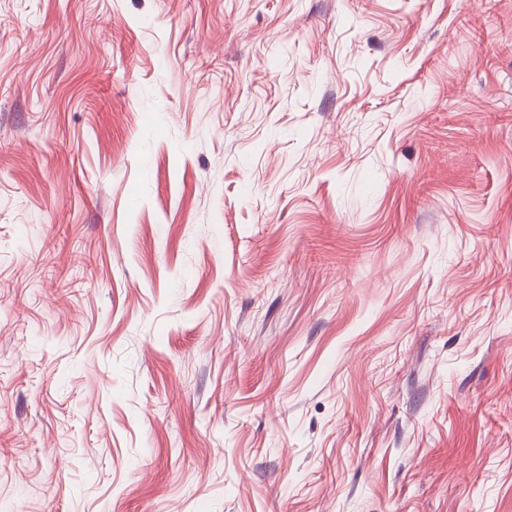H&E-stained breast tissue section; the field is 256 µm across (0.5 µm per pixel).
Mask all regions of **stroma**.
Here are the masks:
<instances>
[{"label":"stroma","instance_id":"obj_1","mask_svg":"<svg viewBox=\"0 0 512 512\" xmlns=\"http://www.w3.org/2000/svg\"><path fill=\"white\" fill-rule=\"evenodd\" d=\"M0 512H512V0H0Z\"/></svg>","mask_w":512,"mask_h":512}]
</instances>
